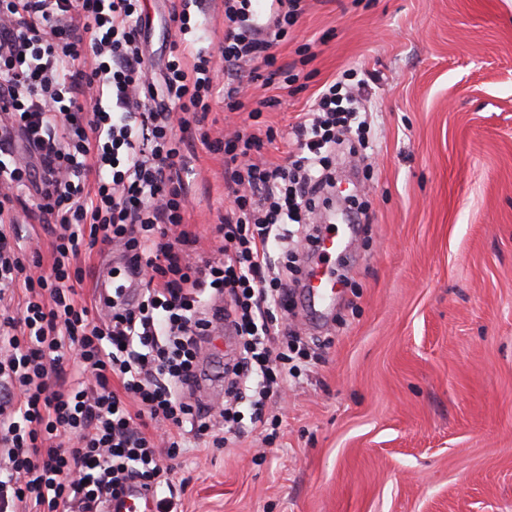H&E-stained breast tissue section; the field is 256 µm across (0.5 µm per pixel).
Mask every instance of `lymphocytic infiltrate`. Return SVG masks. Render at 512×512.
Here are the masks:
<instances>
[{"label": "lymphocytic infiltrate", "mask_w": 512, "mask_h": 512, "mask_svg": "<svg viewBox=\"0 0 512 512\" xmlns=\"http://www.w3.org/2000/svg\"><path fill=\"white\" fill-rule=\"evenodd\" d=\"M224 0V40L201 49L203 0H172L162 76L148 68L141 0H0V512H104L137 486L177 512L163 464L213 427L254 428L304 353L280 326L301 270L282 247L304 235L300 212L335 186L337 146L356 119L353 92L328 86L293 127L285 163L255 160L260 137L210 138L211 102L240 110L244 81H294L275 47L303 0ZM229 78L218 85L214 55ZM224 156L231 200L214 258L195 256L185 214L186 148ZM52 236L30 249L20 217ZM119 249L141 281L132 308L96 322L81 292L82 252ZM241 341L225 362L221 405L187 401L213 322Z\"/></svg>", "instance_id": "f902f5d3"}]
</instances>
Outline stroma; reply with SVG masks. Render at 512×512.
Listing matches in <instances>:
<instances>
[{
	"instance_id": "1",
	"label": "stroma",
	"mask_w": 512,
	"mask_h": 512,
	"mask_svg": "<svg viewBox=\"0 0 512 512\" xmlns=\"http://www.w3.org/2000/svg\"><path fill=\"white\" fill-rule=\"evenodd\" d=\"M164 10L144 0L159 74ZM277 55L299 80L255 82L236 112L216 100L211 137L270 128L259 157L284 161L324 83L373 75L372 153L336 160L370 221L318 259L348 282L335 310L288 304L314 359L267 407L276 441L187 449L182 512H512V0H306ZM190 165L207 257L224 156L198 144Z\"/></svg>"
}]
</instances>
